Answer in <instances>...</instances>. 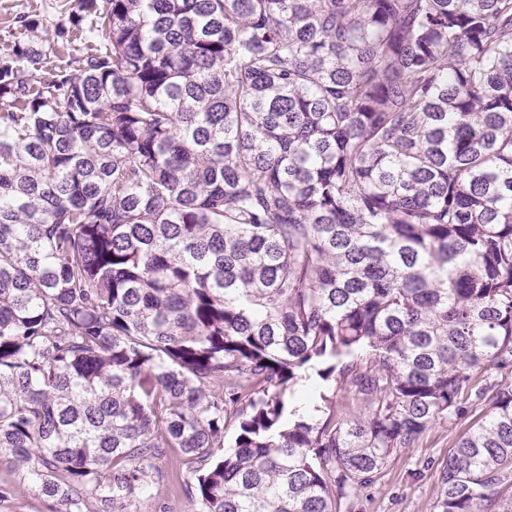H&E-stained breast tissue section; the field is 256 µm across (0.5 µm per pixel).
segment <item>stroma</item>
<instances>
[{
  "label": "stroma",
  "instance_id": "stroma-1",
  "mask_svg": "<svg viewBox=\"0 0 512 512\" xmlns=\"http://www.w3.org/2000/svg\"><path fill=\"white\" fill-rule=\"evenodd\" d=\"M78 10L77 0H0V63L12 59L21 42V23L38 20L37 36ZM512 386V367H489L471 372L459 394L462 415L433 424L413 447L401 449L374 482L361 489L359 512H438L442 471L458 437L479 422L490 406L487 388ZM160 477L151 498L135 503L136 512H192L187 487L193 476L168 451L158 462ZM9 488L0 500V512H50V504L31 490L22 471L7 457L0 458V488Z\"/></svg>",
  "mask_w": 512,
  "mask_h": 512
}]
</instances>
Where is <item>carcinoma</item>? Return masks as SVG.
Returning a JSON list of instances; mask_svg holds the SVG:
<instances>
[{"instance_id":"cac0c4a2","label":"carcinoma","mask_w":512,"mask_h":512,"mask_svg":"<svg viewBox=\"0 0 512 512\" xmlns=\"http://www.w3.org/2000/svg\"><path fill=\"white\" fill-rule=\"evenodd\" d=\"M0 65V457L51 512H356L512 366V0H80ZM317 368L367 415L290 408ZM512 388L439 512H512ZM159 480L152 489V497L136 502L132 509L137 512H193L187 485L194 477L179 462L176 450H169L158 461Z\"/></svg>"}]
</instances>
